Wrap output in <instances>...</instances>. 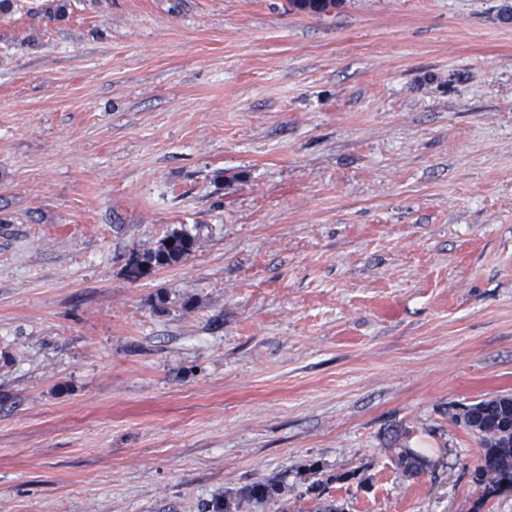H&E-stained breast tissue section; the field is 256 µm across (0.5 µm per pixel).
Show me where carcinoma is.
Masks as SVG:
<instances>
[{
  "label": "carcinoma",
  "mask_w": 512,
  "mask_h": 512,
  "mask_svg": "<svg viewBox=\"0 0 512 512\" xmlns=\"http://www.w3.org/2000/svg\"><path fill=\"white\" fill-rule=\"evenodd\" d=\"M299 12L322 14L333 9L337 0H289ZM196 239L185 231H173L159 244L133 258L128 275L138 279L156 267L169 266L185 261L193 253ZM466 426L479 438L483 453L471 473V480L481 490L480 499L489 500L502 493L512 492V395H496L474 401L463 409ZM402 474L413 478L420 474L425 460L410 448L397 452ZM357 478V473L330 475L316 478L306 487L305 497L312 503L308 512H345L343 505L325 497L329 485L336 481ZM280 482L267 480L245 484L235 490L204 503L202 512H243L244 506L253 502H268L280 494Z\"/></svg>",
  "instance_id": "1"
}]
</instances>
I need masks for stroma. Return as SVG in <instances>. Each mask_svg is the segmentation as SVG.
Returning a JSON list of instances; mask_svg holds the SVG:
<instances>
[{
	"label": "stroma",
	"mask_w": 512,
	"mask_h": 512,
	"mask_svg": "<svg viewBox=\"0 0 512 512\" xmlns=\"http://www.w3.org/2000/svg\"><path fill=\"white\" fill-rule=\"evenodd\" d=\"M185 261L127 277L172 231ZM512 0L0 14V512H512ZM428 465L405 478L399 449ZM358 479L343 480V473ZM466 426L479 438L483 453L471 480L486 501L512 492V395H496L464 406ZM506 482V485H503ZM340 477L329 475L326 478H316L306 487L304 498L312 503V507L307 512H345L343 504H339L334 499L325 497L329 490V485L339 481ZM277 480H267L245 484L235 490H226L204 503L202 512H242L245 505L253 502H268L280 494Z\"/></svg>",
	"instance_id": "obj_1"
}]
</instances>
